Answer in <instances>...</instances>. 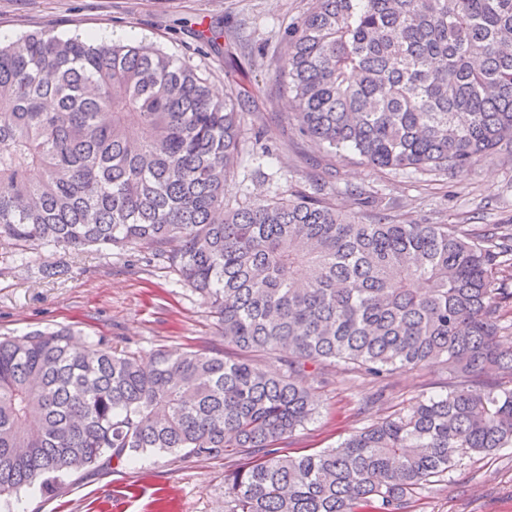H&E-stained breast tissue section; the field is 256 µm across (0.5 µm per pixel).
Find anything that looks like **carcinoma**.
Here are the masks:
<instances>
[{"instance_id": "cac0c4a2", "label": "carcinoma", "mask_w": 512, "mask_h": 512, "mask_svg": "<svg viewBox=\"0 0 512 512\" xmlns=\"http://www.w3.org/2000/svg\"><path fill=\"white\" fill-rule=\"evenodd\" d=\"M287 55L288 123L376 170L512 149V0H311ZM243 127L234 95L153 46L0 45V241L138 245L209 300L228 346L144 363L69 326L0 336V498L114 459L247 451L224 474L229 512H405L456 456L512 446V232L366 222L323 188L226 208ZM326 362L372 378L438 362L448 392L284 454Z\"/></svg>"}]
</instances>
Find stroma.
<instances>
[{"mask_svg":"<svg viewBox=\"0 0 512 512\" xmlns=\"http://www.w3.org/2000/svg\"><path fill=\"white\" fill-rule=\"evenodd\" d=\"M309 6L310 0H0V44L33 32L85 39L108 35L191 61L212 93L236 94L246 114L242 154L225 187L229 205L325 181L344 205L347 188L378 192L384 204L371 208V215L402 224L470 229L511 223V152L501 151L467 172H381L284 122L286 33ZM214 26L224 30L220 50L201 49L200 35ZM258 130L267 134L270 156L254 144ZM46 264L64 268V275L43 278ZM53 325L73 326L146 361L160 349L210 354L224 349L208 300L150 261L143 249L107 254L39 248L20 260L11 245L0 242V336ZM307 385L319 413L283 440L281 448L291 456L336 447L352 432L446 392L448 374L430 363L375 381L339 364H323L310 367ZM249 460L246 454L203 459L149 453L84 472L49 493L22 490L9 507L11 512H227L224 472ZM407 512H512V447L458 457L418 492Z\"/></svg>","mask_w":512,"mask_h":512,"instance_id":"stroma-1","label":"stroma"}]
</instances>
